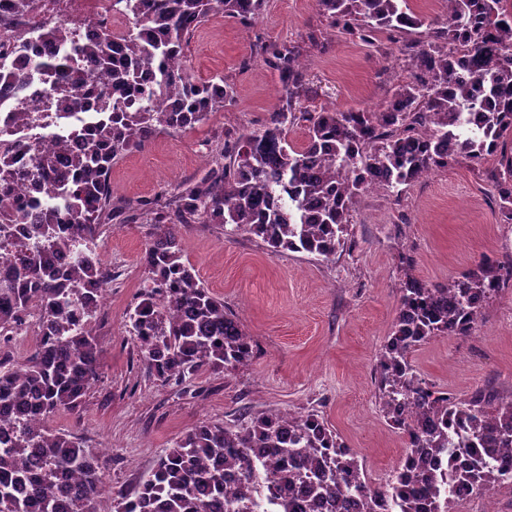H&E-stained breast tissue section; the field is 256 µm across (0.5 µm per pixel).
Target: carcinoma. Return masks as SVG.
Here are the masks:
<instances>
[{
    "label": "carcinoma",
    "mask_w": 512,
    "mask_h": 512,
    "mask_svg": "<svg viewBox=\"0 0 512 512\" xmlns=\"http://www.w3.org/2000/svg\"><path fill=\"white\" fill-rule=\"evenodd\" d=\"M128 30L88 38L64 23L40 29L43 42L67 43L72 55L0 62V83L18 84L29 70L65 95L59 119L97 101L85 146L60 134L43 148L0 154V225L22 224L11 243L9 274L0 280V326L21 327L39 314L41 341L22 365L0 362V512H446L449 500L439 458L461 484L492 492L512 482V396L492 386L466 401L434 389L410 361L433 336H468L483 306L512 282V262L483 256L446 284L428 285L405 256L399 312L380 352L379 399L388 422L406 433L407 464L385 489L371 486L357 455L315 410H267L249 424L202 421L154 460L131 489L101 506L105 475L98 458L70 434L44 421L76 411L98 375L101 343L92 327L97 308L77 299L103 288L111 274L92 247L100 228L123 216L152 226L143 264L149 286L129 314L139 361L163 383L182 385L202 370L234 368L252 359L253 339L182 261L181 229L232 224L263 239L273 252H305L325 260L346 244L351 205L363 190L401 194L407 186L460 157L498 161L492 198L512 224V0H445L448 15L426 21L408 0H316L331 27L364 44L381 33L427 27L425 39L399 46L407 73L379 112L326 109L298 112L308 89L294 48L262 46L275 59L285 104L259 129L224 131L211 167L194 183L155 197L112 203L114 160L162 131H182L232 99L224 78H196L185 64L190 35L218 12L245 24L263 0H110ZM40 0H7L11 25ZM307 123L306 140L288 141V125ZM46 191L25 210L12 192L19 179ZM74 251L62 269L52 254ZM463 431L465 437L456 441ZM231 472L240 482L227 493ZM271 490L255 501L257 475Z\"/></svg>",
    "instance_id": "obj_1"
}]
</instances>
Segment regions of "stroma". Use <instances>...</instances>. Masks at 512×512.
<instances>
[{"mask_svg": "<svg viewBox=\"0 0 512 512\" xmlns=\"http://www.w3.org/2000/svg\"><path fill=\"white\" fill-rule=\"evenodd\" d=\"M295 47L318 87L302 109L376 112L404 80L398 46L338 33L316 0H265L252 27L216 14L190 37L188 68L201 79L223 77L234 96L192 129L161 133L112 165L113 200L150 198L202 177L224 131L263 128L282 84L261 42ZM494 159H461L431 171L401 195L360 193L351 207L348 242L334 258L271 252L256 235L221 224H193L183 259L223 299L254 339L246 365L209 370L182 386L149 377L137 355L129 314L149 284L142 261L149 227L109 224L96 250L112 262L108 314L96 316L102 345L99 378L78 412L62 411L51 430L76 436L106 475L105 493L132 488L155 458L203 419L247 423L251 414L317 410L357 455L373 485H385L407 447L379 403L377 356L399 310V257L428 284L471 269L484 255L512 257V224L502 223L490 195ZM435 388L469 398L482 386L512 394V288L483 306L472 335L435 336L410 356Z\"/></svg>", "mask_w": 512, "mask_h": 512, "instance_id": "35a3bbf8", "label": "stroma"}]
</instances>
